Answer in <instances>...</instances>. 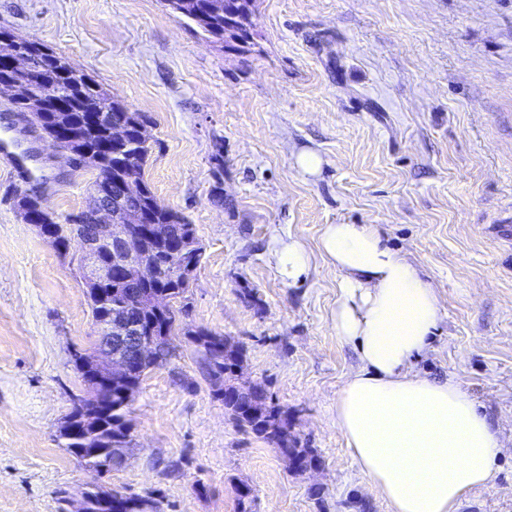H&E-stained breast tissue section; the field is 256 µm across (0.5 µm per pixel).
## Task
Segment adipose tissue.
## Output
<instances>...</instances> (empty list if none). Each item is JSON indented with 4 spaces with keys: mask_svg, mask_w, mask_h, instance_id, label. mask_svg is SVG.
Instances as JSON below:
<instances>
[{
    "mask_svg": "<svg viewBox=\"0 0 512 512\" xmlns=\"http://www.w3.org/2000/svg\"><path fill=\"white\" fill-rule=\"evenodd\" d=\"M270 256L291 281L317 256L343 274L333 326L359 366L336 397V425L390 512H458L492 480L503 444L459 383L413 370L442 320L435 288L373 224L324 225L314 253L280 238Z\"/></svg>",
    "mask_w": 512,
    "mask_h": 512,
    "instance_id": "obj_1",
    "label": "adipose tissue"
}]
</instances>
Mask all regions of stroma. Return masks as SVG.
I'll use <instances>...</instances> for the list:
<instances>
[{"label": "stroma", "mask_w": 512, "mask_h": 512, "mask_svg": "<svg viewBox=\"0 0 512 512\" xmlns=\"http://www.w3.org/2000/svg\"><path fill=\"white\" fill-rule=\"evenodd\" d=\"M66 56L148 116L144 180L204 249L177 313L173 356L127 409L121 469L94 474L59 440L85 385L74 354L94 324L79 245L60 255L26 224L20 193L60 223L88 206L77 168L0 100V138L37 151L40 180L0 160V512H58V493L163 495V512H389L336 425L357 367L332 318L341 274L314 258L301 281L269 249L316 250L323 225L375 224L437 290L443 319L414 369L454 378L505 445L493 480L459 512H512V0H258L254 38L228 51L162 0H0V28ZM313 151L317 173L296 157ZM223 164H216L215 153ZM205 328L242 349L244 377L287 409L317 470L293 471L229 419L187 339Z\"/></svg>", "instance_id": "obj_1"}]
</instances>
